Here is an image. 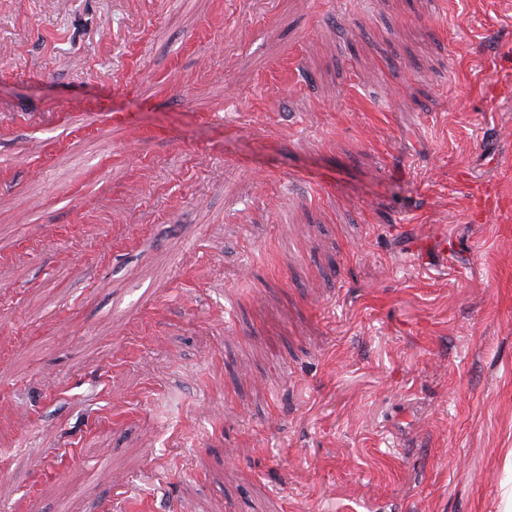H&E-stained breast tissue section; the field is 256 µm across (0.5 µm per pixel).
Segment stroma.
Wrapping results in <instances>:
<instances>
[{
    "label": "stroma",
    "instance_id": "35a3bbf8",
    "mask_svg": "<svg viewBox=\"0 0 512 512\" xmlns=\"http://www.w3.org/2000/svg\"><path fill=\"white\" fill-rule=\"evenodd\" d=\"M512 0H0V512H499Z\"/></svg>",
    "mask_w": 512,
    "mask_h": 512
}]
</instances>
